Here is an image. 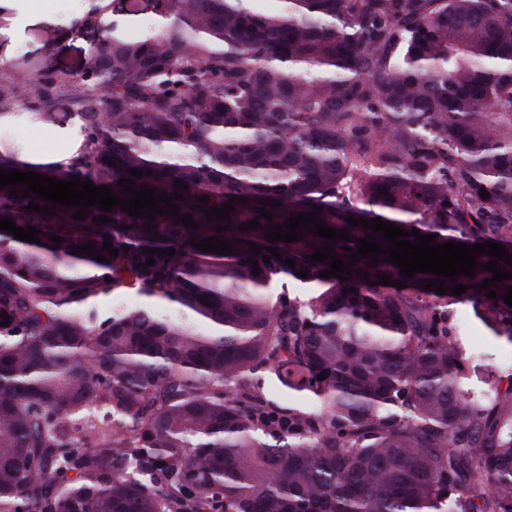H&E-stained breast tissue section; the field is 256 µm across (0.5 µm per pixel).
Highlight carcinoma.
Here are the masks:
<instances>
[{"label":"carcinoma","instance_id":"1","mask_svg":"<svg viewBox=\"0 0 512 512\" xmlns=\"http://www.w3.org/2000/svg\"><path fill=\"white\" fill-rule=\"evenodd\" d=\"M140 2L84 0L78 78L15 63L0 38V126L52 122L66 100L82 134L47 166L0 141V169L120 196L138 168L134 187L182 194L179 215L199 223L165 213L150 231L119 205L48 216L25 210L46 205L25 185L0 190V218L42 230L37 243L0 231V512H512V373L469 397L448 309L484 304L512 339V279L490 299L476 286L491 271L442 276L467 289L440 295L424 289L434 274L406 279L384 254L352 266L342 250L388 244L352 216L512 256V0H150L159 29L126 38L119 17ZM226 203L230 218L206 220ZM316 206L352 241L265 237ZM212 236L232 253L189 244ZM88 243L93 255L72 252ZM330 244L344 281L309 259ZM283 270L308 271L307 300L273 295ZM129 290L193 323L147 306L99 318L94 301Z\"/></svg>","mask_w":512,"mask_h":512}]
</instances>
